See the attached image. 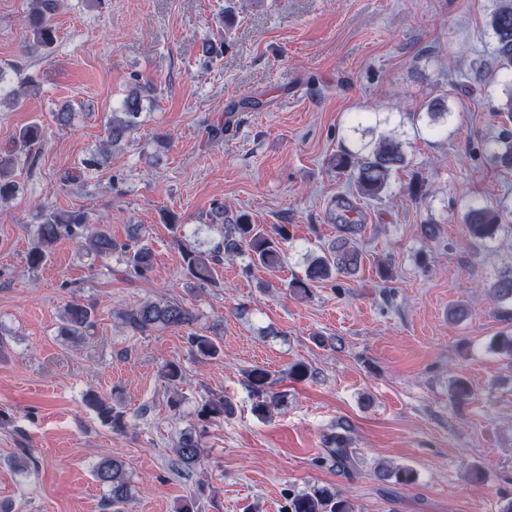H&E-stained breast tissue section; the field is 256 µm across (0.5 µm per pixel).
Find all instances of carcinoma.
I'll list each match as a JSON object with an SVG mask.
<instances>
[{
	"mask_svg": "<svg viewBox=\"0 0 512 512\" xmlns=\"http://www.w3.org/2000/svg\"><path fill=\"white\" fill-rule=\"evenodd\" d=\"M58 0H29L23 22L31 33L28 53L44 52L57 41V30L52 22L58 10ZM486 27L494 38L491 53L492 63L481 61L465 76L468 81L478 82L485 76L488 67H494L495 77L503 87L500 105L495 109L502 118L500 132L489 140L487 151L491 163L502 170H512V0H495L487 13ZM134 84L122 99L118 112L112 113L107 129L106 140L98 151L91 153L80 162V171L96 169L105 162L109 149L129 141L137 127V119L145 109L144 102L153 101V88ZM37 86L31 76L22 75L13 64L0 63V104H16L30 87ZM450 111L445 101L436 98L426 105L424 132L436 135L448 122ZM44 139V133L36 123L19 130L18 137L10 149H0V202L12 199L18 191L15 170L20 157L35 159L36 152ZM408 164L403 143L391 135H381L368 141L359 139L356 148L342 149L332 158V165L338 170L351 173V188L359 198L375 200L385 196L391 187L393 174ZM355 207L351 200L338 201L337 212L332 219L336 222L337 235L322 254L311 258L307 264L305 278H298L289 284L293 294L307 298L314 283L332 282L338 277H353L361 266L362 253L357 244L363 224L353 217ZM212 221L224 225V239L214 249H186L183 263L186 274L193 285L200 289L216 285L215 266L224 256L249 254L253 263L267 269H277L284 262L281 243L289 240L288 225L274 224L266 229L251 223L245 213L236 215L224 210L221 203L212 210ZM468 236L479 244L496 240L497 236L512 225L504 223V209L476 204L464 214ZM62 239H70L89 252L101 258L117 257L118 261L142 275L153 266L154 252L151 246L138 233L129 235V242L120 243L112 239L109 225L94 222L84 211L60 212L48 207L42 208L39 223L36 224L27 262L31 269L40 268L50 256L52 247ZM491 296L496 301L512 300V269L504 271L491 286ZM120 318L128 330L145 335L164 328L186 329L192 326L196 315L192 309L178 302L146 301L139 306L121 312ZM95 328L94 307L83 303L66 305L61 315L60 335L73 341H82L93 335ZM218 328L212 335H202L191 331L186 336L187 343L198 356L215 358L220 354ZM251 392L255 397L252 412L259 418H267L271 413L285 406V394L276 392L268 382V375L261 369H253L248 374ZM86 402L98 416L112 423L120 431L124 428L123 413L116 406L94 393L88 394ZM233 404L220 396L205 403L197 416L202 421L219 420L232 414ZM351 428L347 424L338 426V432L326 439L322 460L345 474L358 470L359 459L350 448ZM202 434L193 427L181 431L173 443L175 458L173 466L177 472L189 476L201 466L204 456ZM12 468L26 474L36 467V460L30 450L20 449L11 458ZM377 475L385 481L402 486H410L417 480L413 469L381 464ZM93 476L99 486L106 489L105 506L109 512H124L133 498L128 478V467L124 460L107 458L100 461ZM285 512H355L354 505L338 492L328 487L313 486L297 494H290Z\"/></svg>",
	"mask_w": 512,
	"mask_h": 512,
	"instance_id": "obj_1",
	"label": "carcinoma"
}]
</instances>
